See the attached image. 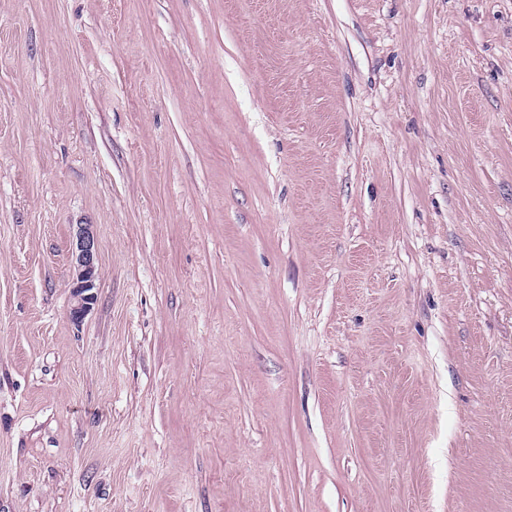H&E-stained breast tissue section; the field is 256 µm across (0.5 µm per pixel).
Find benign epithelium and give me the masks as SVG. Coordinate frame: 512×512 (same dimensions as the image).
Masks as SVG:
<instances>
[{
    "instance_id": "benign-epithelium-1",
    "label": "benign epithelium",
    "mask_w": 512,
    "mask_h": 512,
    "mask_svg": "<svg viewBox=\"0 0 512 512\" xmlns=\"http://www.w3.org/2000/svg\"><path fill=\"white\" fill-rule=\"evenodd\" d=\"M72 255L74 257V273L69 315L74 323L79 324L93 309L97 301V241L92 225H77Z\"/></svg>"
}]
</instances>
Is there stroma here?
<instances>
[{
	"label": "stroma",
	"mask_w": 512,
	"mask_h": 512,
	"mask_svg": "<svg viewBox=\"0 0 512 512\" xmlns=\"http://www.w3.org/2000/svg\"><path fill=\"white\" fill-rule=\"evenodd\" d=\"M0 512H512V0H0ZM90 224L77 225L72 278V303L69 310L71 320L82 323L97 301V241Z\"/></svg>",
	"instance_id": "35a3bbf8"
}]
</instances>
